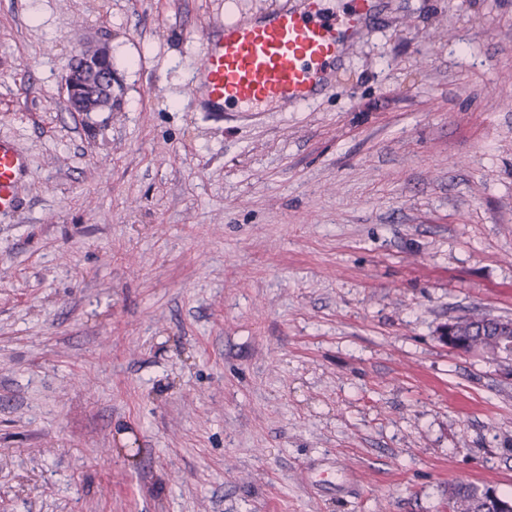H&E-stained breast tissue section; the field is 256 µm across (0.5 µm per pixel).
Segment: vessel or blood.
<instances>
[{"mask_svg": "<svg viewBox=\"0 0 512 512\" xmlns=\"http://www.w3.org/2000/svg\"><path fill=\"white\" fill-rule=\"evenodd\" d=\"M379 0H347L333 13L322 0L251 19L218 22L203 45V63L191 91L206 111H257L303 105L316 98L344 49L378 9ZM30 167L13 142L0 139V215L18 206V187Z\"/></svg>", "mask_w": 512, "mask_h": 512, "instance_id": "1", "label": "vessel or blood"}]
</instances>
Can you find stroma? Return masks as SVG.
<instances>
[{"label": "stroma", "mask_w": 512, "mask_h": 512, "mask_svg": "<svg viewBox=\"0 0 512 512\" xmlns=\"http://www.w3.org/2000/svg\"><path fill=\"white\" fill-rule=\"evenodd\" d=\"M299 0H0V512L512 498V0H380L318 101L198 112L215 24ZM107 46V112L70 60ZM81 65L70 66L65 77V93L78 112H98L93 98L85 93V76L87 71L94 74L102 87L111 92L114 76L110 50L106 46L85 51L80 57ZM30 167L28 157L13 142L0 139V215L13 213L18 206V187ZM495 319V317L484 314H472L458 319L460 322L458 323L456 335L466 342L468 349L492 361L498 362L504 351L508 355V360L511 364V346L508 345L507 349L503 350L501 337L495 336ZM475 323L483 325L482 332L480 326L473 332L469 331V326ZM476 484L459 481L448 488V499L453 512H491L492 497L488 492L478 493Z\"/></svg>", "instance_id": "35a3bbf8"}]
</instances>
